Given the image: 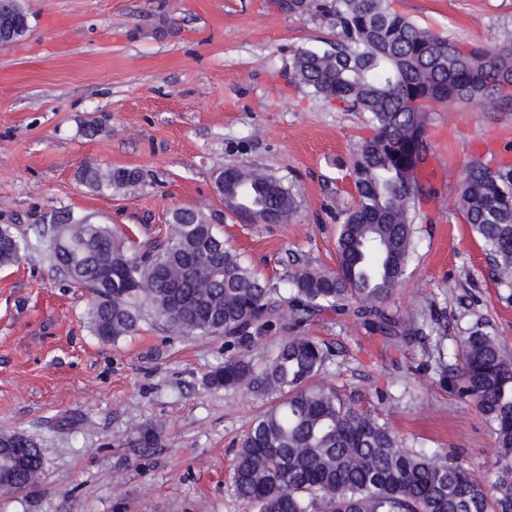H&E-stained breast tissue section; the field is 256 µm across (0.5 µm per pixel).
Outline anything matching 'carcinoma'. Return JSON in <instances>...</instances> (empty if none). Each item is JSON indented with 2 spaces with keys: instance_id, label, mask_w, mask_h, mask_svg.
Here are the masks:
<instances>
[{
  "instance_id": "carcinoma-1",
  "label": "carcinoma",
  "mask_w": 512,
  "mask_h": 512,
  "mask_svg": "<svg viewBox=\"0 0 512 512\" xmlns=\"http://www.w3.org/2000/svg\"><path fill=\"white\" fill-rule=\"evenodd\" d=\"M293 15L317 14L336 30L324 49L293 50L292 75L313 95L361 112L372 130L355 152L356 204L344 212L336 270L307 265L272 287L254 273L200 210L172 211L166 240L142 248L88 215L54 211L47 257L53 270L92 294V332L116 343L137 333L144 316L179 336L224 337V365L211 389H244L266 401L244 431L232 492L245 512H512V356L498 338L476 329L460 341L451 380L456 395L491 423L496 467L479 471L454 455L413 448L380 410H364L317 381L332 351L308 336H290L262 362L240 348L277 328L282 313L300 329L325 312L352 310L391 343L435 341L436 371H448L439 319L418 327L389 303L414 252V224L427 153V112L434 104L495 99L512 108V44L465 46L440 37L391 8L389 0H280ZM92 191L112 193L145 183L132 168L86 164L77 172ZM224 207L245 224H282L299 209L294 186L245 167L215 177ZM458 210L492 261L491 275L512 288V164L475 158L463 173ZM32 244L0 225V267ZM156 426L138 433L141 453L158 447ZM23 462L3 492L37 483L38 443L25 437Z\"/></svg>"
}]
</instances>
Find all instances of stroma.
<instances>
[{
  "label": "stroma",
  "mask_w": 512,
  "mask_h": 512,
  "mask_svg": "<svg viewBox=\"0 0 512 512\" xmlns=\"http://www.w3.org/2000/svg\"><path fill=\"white\" fill-rule=\"evenodd\" d=\"M19 2L28 31L0 46V224L33 246L0 268V432L34 438L43 473L33 487L0 494V512H243L230 488L236 442L264 404L207 388L224 363L223 337L177 336L148 317L137 335L100 342L86 316L89 292L58 275L35 240L43 216L60 208L140 242L166 237L172 211L192 208L211 215L272 285L296 261L335 269L340 215L356 203L355 145L371 130L362 113L293 82L289 66L294 48H326L336 32L276 0ZM392 6L445 38L512 42V0ZM98 117L103 132L85 135ZM426 137L416 251L390 308L418 324L441 314L448 363L476 328L512 354V293L488 274L484 246L456 209L475 154L512 158V109L437 104ZM85 163L137 168L146 183L98 194L76 178ZM229 166L292 183L298 212L284 224L239 223L214 189ZM304 333L334 352L322 380L382 408L409 445L494 468L486 417L438 376L418 386L434 360L427 343L395 346L334 313ZM151 424L162 445L144 455L133 442Z\"/></svg>",
  "instance_id": "1"
}]
</instances>
